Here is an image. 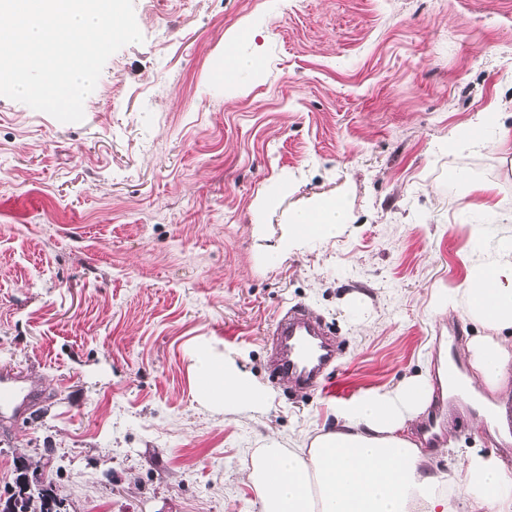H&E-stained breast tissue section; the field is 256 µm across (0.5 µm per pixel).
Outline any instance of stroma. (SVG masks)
<instances>
[{"label":"stroma","instance_id":"stroma-1","mask_svg":"<svg viewBox=\"0 0 512 512\" xmlns=\"http://www.w3.org/2000/svg\"><path fill=\"white\" fill-rule=\"evenodd\" d=\"M143 43L107 61L79 123L0 96V369L39 385L0 413V496L18 464L66 512H259L246 465L334 408L433 375V337L484 328L460 288L473 243L512 234V154L449 136L512 128V0H134ZM257 66L225 80L224 50ZM498 208L475 207L477 186ZM349 211L276 255L295 211ZM340 345L327 390L281 380V311ZM201 347L269 394L201 405ZM498 115L495 112H487L482 113L477 118V121L473 124L472 128H469L465 132V136L472 144L476 146L485 145L488 142V139L484 137L483 132L492 128L493 134L495 135V142L499 145L506 146L507 144L512 143V133L508 129H505L503 126L497 124ZM480 131V135L476 132Z\"/></svg>","mask_w":512,"mask_h":512}]
</instances>
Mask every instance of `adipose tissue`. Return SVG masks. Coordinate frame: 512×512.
Listing matches in <instances>:
<instances>
[{
	"label": "adipose tissue",
	"mask_w": 512,
	"mask_h": 512,
	"mask_svg": "<svg viewBox=\"0 0 512 512\" xmlns=\"http://www.w3.org/2000/svg\"><path fill=\"white\" fill-rule=\"evenodd\" d=\"M349 222L341 199L297 210L279 249L321 244ZM465 313L485 328L466 349L474 376L512 396V236L474 246L462 290ZM198 399L214 409L254 411L269 396L251 376L224 356L201 349L193 365ZM428 377L359 397L335 411L330 429L314 428L307 443L289 448L268 439L254 449L247 473L260 512H455L454 498L470 512H512V475L496 456L477 448L460 452L448 480L430 468V458L405 431L431 404Z\"/></svg>",
	"instance_id": "obj_1"
}]
</instances>
